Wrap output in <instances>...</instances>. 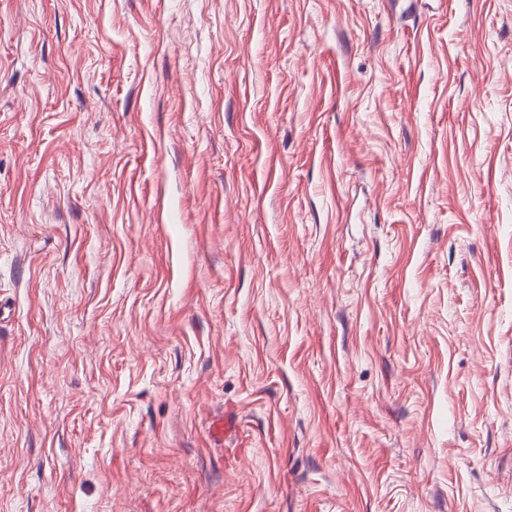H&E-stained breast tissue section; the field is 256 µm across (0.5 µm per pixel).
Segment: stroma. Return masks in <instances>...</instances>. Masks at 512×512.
<instances>
[{"instance_id": "stroma-1", "label": "stroma", "mask_w": 512, "mask_h": 512, "mask_svg": "<svg viewBox=\"0 0 512 512\" xmlns=\"http://www.w3.org/2000/svg\"><path fill=\"white\" fill-rule=\"evenodd\" d=\"M0 512H512V0H0ZM211 436L217 440H224L230 438H239L241 434V427L238 418L231 412H225L224 418L217 419L212 423Z\"/></svg>"}]
</instances>
